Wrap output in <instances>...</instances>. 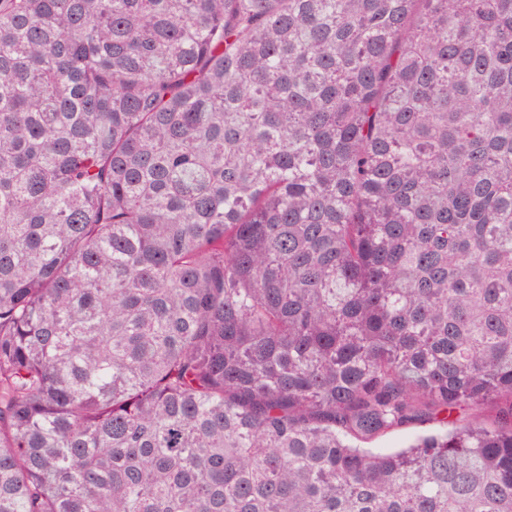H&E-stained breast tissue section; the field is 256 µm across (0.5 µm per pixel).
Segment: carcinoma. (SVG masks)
Instances as JSON below:
<instances>
[{
  "mask_svg": "<svg viewBox=\"0 0 512 512\" xmlns=\"http://www.w3.org/2000/svg\"><path fill=\"white\" fill-rule=\"evenodd\" d=\"M0 512H512V0H0Z\"/></svg>",
  "mask_w": 512,
  "mask_h": 512,
  "instance_id": "carcinoma-1",
  "label": "carcinoma"
}]
</instances>
